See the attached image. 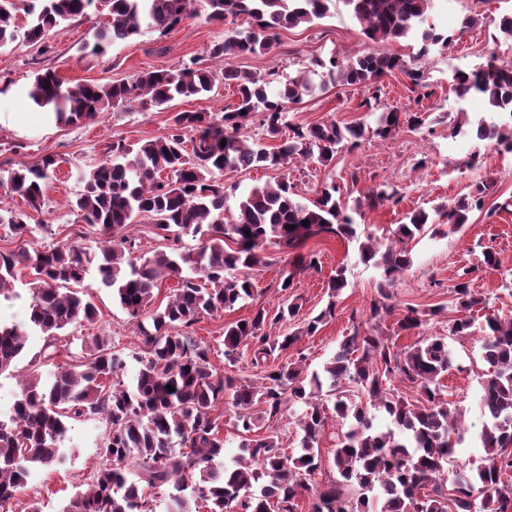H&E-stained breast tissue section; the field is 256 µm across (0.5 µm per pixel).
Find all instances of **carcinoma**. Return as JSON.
I'll list each match as a JSON object with an SVG mask.
<instances>
[{
    "label": "carcinoma",
    "mask_w": 512,
    "mask_h": 512,
    "mask_svg": "<svg viewBox=\"0 0 512 512\" xmlns=\"http://www.w3.org/2000/svg\"><path fill=\"white\" fill-rule=\"evenodd\" d=\"M196 0H0V49L18 36L45 45L53 29L84 16L92 6L107 19L96 34L94 51L103 53L118 42L133 39L142 27L168 30L195 15ZM338 0H206L207 19L222 22L246 16L250 26L233 32L209 48V57L224 61L241 54L271 50L280 31L327 17ZM362 33L375 43L420 34L418 56L430 47L448 46L449 38L429 24L433 0H343ZM24 14L19 27L18 13ZM332 83L373 86L379 100V80L399 71L421 84L423 73L403 57L378 50L344 65L332 56L316 59ZM236 87V108L217 120L205 112H177L169 134L136 145L121 141L104 148V160L84 172L82 189L72 202L81 219L103 236L96 266L100 284L112 289L129 319L136 322L147 354L114 349L105 336L81 338L85 360L79 365L58 363L71 354L69 328L95 323L97 307L83 288L91 260L81 242L65 239L45 248L20 247L0 252V296L12 295L18 276L26 274L30 293L27 324H0V375L13 372L28 331L44 336L40 357L30 362L21 393L9 414L0 416V507L14 498L34 469L61 466L66 461L62 442L69 421L100 418L107 425L103 442L104 466L93 485L77 491L63 512H155L153 495L167 493V512H192L191 502L205 503L207 512H298L302 496L312 499L311 512H512V317L486 315L476 324L471 312L484 299L471 288L474 268H463L452 285L453 305L463 316L453 319L446 336H424L402 350L393 337L379 332L382 315L391 312V288L411 265L409 243L423 235L429 214L418 210L409 222L392 231L395 244L380 251L372 234L360 240L357 224L336 200L338 188H325L310 203L296 198L294 186L282 179L256 186L230 212L222 176L263 166H286L297 159L315 158L326 165L339 149L354 147L365 128L336 123L301 126L285 121L287 105L310 91L306 74L288 80L275 94L270 79L228 64L218 72ZM193 58L175 71L140 73L128 81L67 86L54 70L34 76L29 99L56 114L57 121L76 124L102 112L139 101L163 106L178 97L213 90L218 74ZM454 91L460 98L483 96L490 109L509 115L502 124L478 123L476 135L497 144H512V65L494 58L470 72L455 73ZM255 114L263 116L265 140L240 135ZM411 128L424 124L418 112L401 114L395 108L378 116L376 134L389 136L401 122ZM226 144H221V140ZM273 141L270 147L266 141ZM191 144L186 149L185 143ZM56 161L48 156L33 167L7 170L5 184L20 196L27 210L0 213V224L16 235L28 232L31 213L40 212ZM485 186H479L452 205L435 208L448 225L460 228L473 209L483 206ZM397 198L387 183L368 190L375 206ZM231 219H225L226 213ZM309 224L304 225L302 221ZM151 224L163 232L164 249L146 257L137 254L136 239L126 230ZM251 235H246L245 231ZM332 233L358 240L360 259L382 270L379 299L370 306L372 325L339 343L321 370H305L304 358L271 366L275 352L289 349L334 314L338 293L346 287L339 267L328 283L326 308L304 327L282 338L273 335L280 323L300 315L302 305L291 299L274 315L258 308L250 318L224 326V355L250 349L254 377L222 373L210 359V346L194 339L190 329L202 317L252 297L254 283L239 277V268L265 263L261 255L272 240L283 253L294 255L295 271L316 267L314 258L296 253L313 236ZM200 241L194 250L181 249L185 236ZM177 288L165 304L155 305V290L163 279ZM445 309L435 305L402 311V331L419 329ZM148 316L151 327L141 317ZM482 332L483 359L489 365L481 381L483 417L479 440L482 464L464 472L456 468L463 428L452 403L445 399L441 378L453 366L448 337L458 339ZM140 367L134 383L123 375L129 360ZM51 365L50 380L41 367ZM174 391L167 390V386ZM416 390L411 400L399 387ZM335 397L333 412L340 418L333 474L322 475L319 438L328 425L323 388ZM235 409L239 452L224 463V438L213 411L220 401ZM305 405L297 418L301 432L297 454L280 447L273 422L285 404ZM377 411L387 425H374Z\"/></svg>",
    "instance_id": "obj_1"
}]
</instances>
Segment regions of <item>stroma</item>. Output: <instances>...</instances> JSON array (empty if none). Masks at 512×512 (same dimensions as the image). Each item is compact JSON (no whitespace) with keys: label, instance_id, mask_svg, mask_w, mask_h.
<instances>
[{"label":"stroma","instance_id":"obj_1","mask_svg":"<svg viewBox=\"0 0 512 512\" xmlns=\"http://www.w3.org/2000/svg\"><path fill=\"white\" fill-rule=\"evenodd\" d=\"M196 9V16L169 31L143 30L103 54L93 50L95 32L104 20L98 11L51 31L48 53H39L37 46L20 39L0 49V169L31 166L48 155L58 162L45 191L43 209L30 222L31 233L19 237L7 225L0 224V251L17 249L25 242L37 247L53 245L66 239L78 224L83 231V246L90 257H97L99 235L95 228L82 225L70 201L82 188V173L101 162L105 145L118 140L134 144L156 139L167 134L174 113L207 112L218 118L225 107L236 102L234 87L219 82L212 92L176 99L167 108H145L135 102L100 113L93 120L66 126L45 124L29 102L28 92L37 72L55 70L70 86L127 80L142 72L176 69L192 57L207 58L209 47L223 40L228 31L249 26L242 16L221 24L208 21L204 0H198ZM509 12L512 0H452L449 14L437 9L431 13L432 23L450 37L447 47L433 48L422 57L418 54L420 44L413 38L374 45L340 4L330 16L281 31L278 44L270 52L231 60L234 67L261 77L276 74V82L269 86L273 93L281 83L309 72L314 90L298 103L288 105L287 122L303 126L318 122L361 123L365 135L358 147L339 151L326 166L308 160L285 168L265 166L226 173L224 185L230 202H237L252 187L283 178L305 202L334 185L359 231L382 237L404 223L412 210L430 212L439 205L453 204L473 184L488 185L484 207L470 213L462 230L437 235L428 232L414 244L410 267L391 289L396 311L381 322L384 335L395 337L401 348L413 344L421 335L447 333L448 322L454 316L447 306L448 293L457 271L465 266L476 268L473 288L485 301V314L512 315V285L505 280L506 273L512 270V155L498 150L494 142L476 139L473 130L478 121L494 118L484 99L472 96L461 101L448 87L455 71L475 69L486 59L495 57L512 63V41L504 39L498 29L501 17ZM376 47L415 60L417 68L423 70L426 85L422 88L413 86L399 72L388 74L379 82L381 105L425 113L421 127L404 125L393 136H377L378 111L364 105L369 91L358 85L323 83L320 72L312 68L317 58L333 56L351 61ZM462 120L467 121L469 133L451 135V128ZM473 154L478 155L479 161L471 167L467 160ZM381 182L391 183L401 193L399 204L376 208L366 205L365 191ZM488 248L496 251L499 268L481 266L482 252ZM302 252L316 255L318 264L298 272L292 288L285 293L279 283L283 270L289 267V258L278 246L266 244V263L251 274L257 287L254 297L236 304L234 309L203 317L194 325L192 334L210 345L215 367L232 375L251 376L252 368L246 359L232 361L225 356V324L250 317L259 307L276 312L290 295L299 299L303 317L320 314L329 301V278L340 266L346 269L348 284L335 301L334 315L324 319L315 335L303 337L286 351L275 352L273 360L282 365L301 355L308 370L321 369L343 337L352 335L354 329L365 328L370 305L378 298L380 270L361 261L357 243L332 234L311 238ZM86 283L92 288L98 308L94 332L111 337L123 351L143 352L136 325L113 298L111 289L102 287L92 276L87 277ZM409 305H440L444 311L421 332H407L399 329L397 312ZM448 346L454 363L442 383L466 426L457 453L459 467L466 469L483 454L478 438L482 426L479 399L481 376L487 364L478 338H452ZM105 431L106 424L99 419L72 422L63 445L66 464L30 478L11 500L8 512H27L33 503L39 504L42 512H62L76 490L92 484L103 465L101 445Z\"/></svg>","mask_w":512,"mask_h":512}]
</instances>
